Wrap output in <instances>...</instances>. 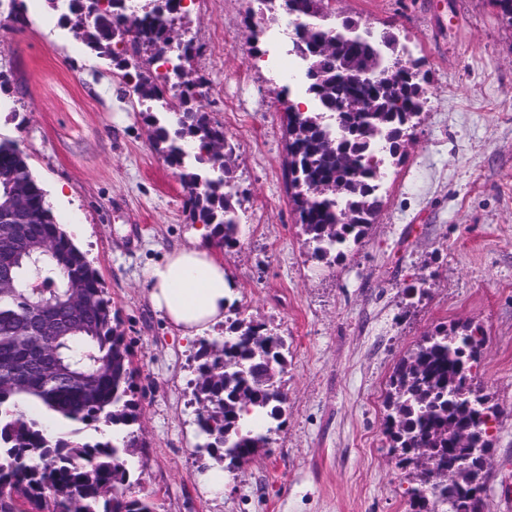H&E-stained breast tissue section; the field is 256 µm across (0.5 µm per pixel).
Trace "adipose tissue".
Returning <instances> with one entry per match:
<instances>
[{
    "instance_id": "adipose-tissue-1",
    "label": "adipose tissue",
    "mask_w": 512,
    "mask_h": 512,
    "mask_svg": "<svg viewBox=\"0 0 512 512\" xmlns=\"http://www.w3.org/2000/svg\"><path fill=\"white\" fill-rule=\"evenodd\" d=\"M203 235L195 230V245L170 251L147 272L151 304L187 343L214 335L238 300L234 280L202 244Z\"/></svg>"
}]
</instances>
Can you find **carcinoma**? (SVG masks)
<instances>
[{
  "label": "carcinoma",
  "instance_id": "1",
  "mask_svg": "<svg viewBox=\"0 0 512 512\" xmlns=\"http://www.w3.org/2000/svg\"><path fill=\"white\" fill-rule=\"evenodd\" d=\"M64 1L81 26L75 33L89 50L112 58L139 101H157L167 118L149 116L151 141L175 171L193 219L211 228L210 244L237 242L234 146L224 127L199 107L207 81L185 79L191 44H177L168 61L182 0H148L140 26L127 0ZM298 17L325 18L332 0H268ZM361 22L296 28L293 51L306 64V92L319 109L287 107L285 179L299 225L313 254L338 258L365 235L380 210L381 168L403 147L407 129L427 100L416 79L419 66L404 62L396 38L360 33ZM364 98L370 111H344L345 98ZM200 142L201 152L187 145ZM25 187L21 210L0 223V259L16 265L15 281L0 288V512H156L148 494L130 492L125 455L139 448L138 419L130 398L135 368L97 271L77 248L32 175L28 157L0 139V197L9 184ZM39 279L44 288L26 287ZM484 338L468 325L453 334L441 326L425 335L394 367L385 396V434L400 461L415 465L414 500L429 490L431 512H482L467 496L488 473L473 462L448 478V453L464 459L478 444L491 445L489 420H476L461 395L481 357ZM282 336L255 321L224 323V340L203 341L193 393L200 405L203 448L234 467L269 446L272 423L288 408L279 375L287 364ZM259 425L245 427V416ZM103 423L128 428L122 444L74 440L57 423Z\"/></svg>",
  "mask_w": 512,
  "mask_h": 512
}]
</instances>
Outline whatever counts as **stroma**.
Segmentation results:
<instances>
[{
    "mask_svg": "<svg viewBox=\"0 0 512 512\" xmlns=\"http://www.w3.org/2000/svg\"><path fill=\"white\" fill-rule=\"evenodd\" d=\"M175 39L208 81L204 105L236 147L239 242L221 250L236 318L288 342V411L271 450L231 474L223 497L197 475L192 390L197 344L151 307L148 269L192 243L179 179L153 150L144 103L125 95L112 61L59 22L47 0L0 7V137L28 155L58 221L98 271L133 354L136 426L128 456L136 493L158 512H410L408 470L386 436V384L435 326L469 323L485 342L475 386L499 406L485 512H512V26L488 0H336L327 26L360 19L392 30L401 58L428 72L427 102L400 164H386L382 206L345 256L318 261L283 176L289 31L267 0H187ZM260 53H253L252 44ZM67 193L55 195L58 184ZM429 280L428 298L405 288Z\"/></svg>",
    "mask_w": 512,
    "mask_h": 512,
    "instance_id": "stroma-1",
    "label": "stroma"
}]
</instances>
